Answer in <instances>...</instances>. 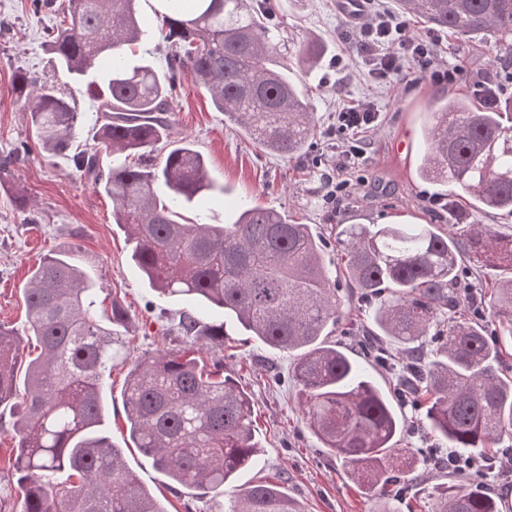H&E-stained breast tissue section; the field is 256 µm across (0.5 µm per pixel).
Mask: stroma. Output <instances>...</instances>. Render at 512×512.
Returning a JSON list of instances; mask_svg holds the SVG:
<instances>
[{
	"label": "stroma",
	"mask_w": 512,
	"mask_h": 512,
	"mask_svg": "<svg viewBox=\"0 0 512 512\" xmlns=\"http://www.w3.org/2000/svg\"><path fill=\"white\" fill-rule=\"evenodd\" d=\"M263 4L284 31V59H293L300 42L310 38L330 48L316 68L299 76L301 88L308 91L316 136L300 156L272 154L227 121L204 86L184 75L170 114L175 135L193 142L210 175L224 185L223 193L187 211V219L222 224L231 220L240 202L275 209L321 235L324 262L333 274L344 265L345 250L336 234L345 225L375 224L389 216L447 225L448 212L436 203L438 185L416 175L427 105L437 95L475 97L473 73L512 63V48H500L494 55L490 38L463 41L411 18L407 24L413 37L435 40L437 64L461 66L464 75L450 86L416 73L386 82L370 75L367 55L358 45V25L339 12L336 0L245 2L254 11ZM60 20V12L34 10L31 0H0V160L11 153L18 156L0 171V323L24 330L23 290L33 268L50 251L78 248L80 260L95 270L101 299H118L129 314L124 356L115 361L107 378V433L165 512H185L186 489L132 448L123 407L131 360L185 345L172 331L173 318L184 304L148 286L129 259L124 232L112 222L111 198L96 192L68 155L45 152L38 145L29 107L15 91L17 76L24 74L39 85L71 94L81 114L71 152L97 148L98 98L107 90L108 74L94 68L77 81L55 66L43 41L47 29ZM363 101L373 103L378 119L360 135L363 158L338 169L336 114ZM330 176L348 184L335 202L328 199ZM203 319L223 323L229 346L215 352L208 337L202 336L188 344L190 354L207 367L222 360L225 374L251 393L254 426L265 451L259 463L238 473L234 488L259 482L285 487L302 512H384V504L354 481L348 465L321 448L308 431L289 381L294 354L243 343L240 328L225 322L221 313L209 310ZM423 420V411L406 409L402 445L418 451L417 478L395 502V512L435 508V487L442 477L436 457L429 453L435 441Z\"/></svg>",
	"instance_id": "1"
}]
</instances>
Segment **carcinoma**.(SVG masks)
<instances>
[{
	"instance_id": "1",
	"label": "carcinoma",
	"mask_w": 512,
	"mask_h": 512,
	"mask_svg": "<svg viewBox=\"0 0 512 512\" xmlns=\"http://www.w3.org/2000/svg\"><path fill=\"white\" fill-rule=\"evenodd\" d=\"M138 0H68L70 20L49 35L56 64L74 79L102 62L107 97L98 142L115 155L72 156L75 168L112 199V220L131 245V259L151 288L175 300L222 311L249 339L297 353L292 376L303 418L322 447L341 457L372 493L400 498L414 480L413 450L399 447L404 405L426 409L425 427L456 457L495 459L512 438V380L502 375L512 344V278L490 284L497 320L488 336L478 318L457 314L459 272L466 256L512 271V232L476 217L512 214V113L468 98L438 96L422 128L418 176L448 199V234L438 224H347L344 279L333 278L323 246L307 224L261 206H242L231 223L181 222V211L224 192L188 142L158 164H130L174 133L171 104L189 73L217 111L267 150L300 155L316 134L307 93L290 75L316 65L328 48L304 43L295 62L279 60L280 26L246 10L242 0H182L156 14L172 51L162 70L133 59L143 30ZM398 13L460 39L512 36V0H395ZM17 87L30 104L42 148H68L80 121L72 99L27 76ZM368 303L359 363L329 341L341 326V282ZM99 285L71 248L46 255L24 300L26 335L39 353L24 356L18 333L0 324V418L9 413L17 440L13 476L0 473V512H164L126 466L103 428L104 378L124 348L128 312L117 299L100 309ZM185 339L224 341V324L179 313ZM129 438L174 483L197 495L215 492L256 463L249 395L220 370L208 371L183 349L132 361L124 391ZM435 512H499L477 475L448 463ZM464 479L469 486L458 481ZM224 512H301L274 484L237 490Z\"/></svg>"
}]
</instances>
